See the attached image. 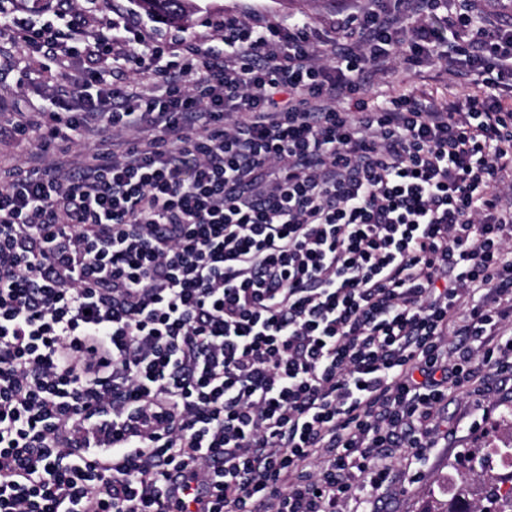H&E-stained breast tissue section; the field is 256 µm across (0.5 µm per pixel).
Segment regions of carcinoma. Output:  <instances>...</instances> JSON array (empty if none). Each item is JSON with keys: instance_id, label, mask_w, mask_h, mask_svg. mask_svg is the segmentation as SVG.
<instances>
[{"instance_id": "1", "label": "carcinoma", "mask_w": 512, "mask_h": 512, "mask_svg": "<svg viewBox=\"0 0 512 512\" xmlns=\"http://www.w3.org/2000/svg\"><path fill=\"white\" fill-rule=\"evenodd\" d=\"M139 8L150 18H160V21L177 27L183 26L194 11L192 0H137ZM490 452L488 448H465L463 457L466 459L477 458L479 466L470 468L459 475L457 486L461 492L451 499L449 507H444L440 500L428 503L424 512H472V500L470 499V487L476 483L483 486L485 512H494L492 505L498 498V493L507 478L494 471L485 454Z\"/></svg>"}]
</instances>
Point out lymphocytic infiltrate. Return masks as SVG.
Returning a JSON list of instances; mask_svg holds the SVG:
<instances>
[{
    "label": "lymphocytic infiltrate",
    "instance_id": "obj_1",
    "mask_svg": "<svg viewBox=\"0 0 512 512\" xmlns=\"http://www.w3.org/2000/svg\"><path fill=\"white\" fill-rule=\"evenodd\" d=\"M470 3L159 45L0 0V39L87 72L13 126L43 155L0 167V512H352L447 438L449 388L490 407L476 380L512 377V24ZM427 64L469 93L365 102Z\"/></svg>",
    "mask_w": 512,
    "mask_h": 512
}]
</instances>
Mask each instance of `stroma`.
<instances>
[{
	"instance_id": "1",
	"label": "stroma",
	"mask_w": 512,
	"mask_h": 512,
	"mask_svg": "<svg viewBox=\"0 0 512 512\" xmlns=\"http://www.w3.org/2000/svg\"><path fill=\"white\" fill-rule=\"evenodd\" d=\"M198 9L188 24L182 27L168 26L150 18L138 7L136 0H99V11L89 13L84 24L91 31L107 18L125 14L141 22L145 31L155 39L167 41L184 36L212 37L213 31L205 27L209 17L224 14L242 16L260 15L280 24L306 22L321 30H330L336 18L349 13L353 0H194ZM84 73L78 66L64 67L57 60L38 58L29 60L16 57L11 68H0V159L13 163L23 162L29 154L39 152L38 133H29L26 139L16 140L11 126L26 121L35 107L46 104L59 84L76 83ZM454 77L444 67L432 65L422 72H399L371 84L366 92L369 102H381L411 90H424L438 97L448 95ZM499 407L490 413H482L471 398L461 391H451L448 396V425L451 432L438 448L432 449L429 460L412 465L416 478L401 481L390 488L384 501V512H423L428 492L444 497L448 483L456 479L454 468L462 449L475 441L490 440L497 445L512 442V426L504 418L512 414V379L493 378Z\"/></svg>"
}]
</instances>
